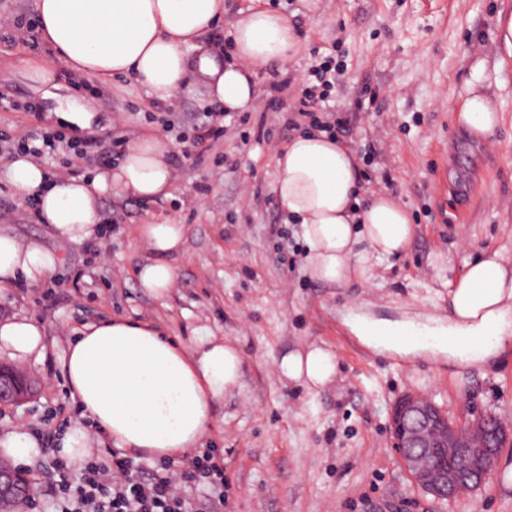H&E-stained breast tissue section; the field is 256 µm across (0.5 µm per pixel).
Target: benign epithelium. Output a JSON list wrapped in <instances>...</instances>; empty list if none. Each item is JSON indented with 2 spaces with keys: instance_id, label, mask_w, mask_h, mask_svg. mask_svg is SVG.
<instances>
[{
  "instance_id": "benign-epithelium-1",
  "label": "benign epithelium",
  "mask_w": 512,
  "mask_h": 512,
  "mask_svg": "<svg viewBox=\"0 0 512 512\" xmlns=\"http://www.w3.org/2000/svg\"><path fill=\"white\" fill-rule=\"evenodd\" d=\"M34 393V384L9 367L0 366V403H18ZM389 431L393 448L416 487L440 499H452L481 487L491 475L507 431L485 415L465 425H452L434 402L405 394L393 405ZM36 488L21 469L0 471V502Z\"/></svg>"
}]
</instances>
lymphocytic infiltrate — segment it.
<instances>
[{
    "mask_svg": "<svg viewBox=\"0 0 512 512\" xmlns=\"http://www.w3.org/2000/svg\"><path fill=\"white\" fill-rule=\"evenodd\" d=\"M329 70L325 63L313 69L318 83L302 89L296 110L300 117L335 137L347 133V119L330 111L319 118L311 112L318 88L330 84ZM183 466L182 481L205 487V496L195 498L178 492L169 474L160 470L148 478L134 477L131 461L111 449L105 456L87 461L76 477L70 476L65 458L55 457L54 469L60 477L56 492L59 512H222L224 470L213 455L185 457Z\"/></svg>",
    "mask_w": 512,
    "mask_h": 512,
    "instance_id": "f902f5d3",
    "label": "lymphocytic infiltrate"
}]
</instances>
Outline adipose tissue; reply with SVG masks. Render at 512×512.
Segmentation results:
<instances>
[{
  "instance_id": "1",
  "label": "adipose tissue",
  "mask_w": 512,
  "mask_h": 512,
  "mask_svg": "<svg viewBox=\"0 0 512 512\" xmlns=\"http://www.w3.org/2000/svg\"><path fill=\"white\" fill-rule=\"evenodd\" d=\"M42 35L53 51L48 64L31 63V80L54 81L57 67L106 81L132 76L157 101L202 94L225 111L248 108L257 69L289 63L299 34L287 15L255 0L230 33L232 49L219 58L203 38L224 16V0H33ZM484 63H476L457 119L471 135L488 138L500 115L485 94ZM171 145L157 136L127 144L115 165L78 177L50 179L31 155L0 162V174L20 197H34L39 219L63 240L82 243L100 232V203L115 194L144 202L168 199L179 180ZM276 198L307 248L306 272L317 282L345 285L370 277L376 263L400 256L414 229L405 206L375 194L361 199L353 154L323 130L294 135L275 160ZM139 237L153 254L137 273L141 288L161 297L175 281L173 260L183 225L142 224ZM447 273L448 324L421 332L411 322L361 320L368 345L396 351L447 350L471 366L512 338V265L497 251L436 256ZM56 256L38 242H20L0 228V292L42 281ZM44 348V327L29 317L0 320V355L25 361ZM62 368L74 397L118 447L177 460L206 435L214 406L242 377L240 350L212 341L185 353L149 324L115 318L84 326ZM279 373L310 389L336 374L333 351L312 344L282 357Z\"/></svg>"
}]
</instances>
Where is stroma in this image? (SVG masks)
Returning a JSON list of instances; mask_svg holds the SVG:
<instances>
[{
    "mask_svg": "<svg viewBox=\"0 0 512 512\" xmlns=\"http://www.w3.org/2000/svg\"><path fill=\"white\" fill-rule=\"evenodd\" d=\"M292 15L301 51L287 67L256 77L250 106L225 116L223 136L201 154H184L203 132L215 104L177 98L155 107L129 77L106 83L58 68L52 84L34 83L25 63L52 59L31 49L33 0H0V19H22L0 42V129L15 138L64 133L41 164L63 168L72 148L80 174L114 164L127 143L158 135L172 140L180 179L172 198L145 204L110 197L101 205V233L92 243L57 238L38 221L32 201L0 178V226L21 242L38 241L56 255V272L41 284H19L0 298V317L40 320L42 355L21 370L37 391L20 404H0V436L22 429L37 443L25 463L38 488L34 512H55L58 475L50 459L66 424L88 429L93 454L108 440L90 426L62 372L75 331L112 318L145 321L185 350L211 339L242 353L239 387L213 409L200 448L224 465V512H512V439L500 448L489 479L453 499L421 492L390 446L389 415L405 392L432 399L462 423L496 417L512 431V343L477 366L440 352H381L344 322L352 310L378 320L447 318L448 290L430 266L458 247L499 250L512 259V59L496 39L499 13L512 0H270ZM497 72L490 92L502 120L494 137L470 136L456 123L455 103L476 61ZM336 66L327 109L350 121L344 145L357 158L364 194L383 193L406 205L415 235L406 253L376 266L368 281L344 288L309 278L299 227L276 200L275 158L297 132L286 114L264 111L274 81L301 86L312 65ZM376 91L363 101L364 89ZM88 107L91 130L74 131L52 112L66 101ZM171 220L185 227L173 288L161 297L140 288L137 271L151 253L141 224ZM320 343L335 352L333 381L319 390L279 376L288 352Z\"/></svg>",
    "mask_w": 512,
    "mask_h": 512,
    "instance_id": "35a3bbf8",
    "label": "stroma"
}]
</instances>
